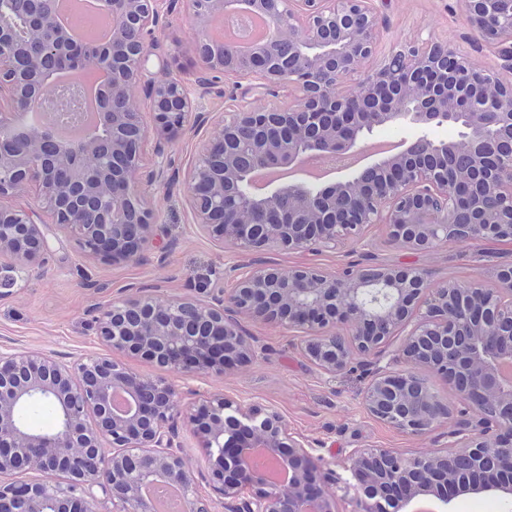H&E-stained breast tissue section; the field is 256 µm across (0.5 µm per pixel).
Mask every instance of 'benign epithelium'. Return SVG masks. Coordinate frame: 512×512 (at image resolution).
Here are the masks:
<instances>
[{"mask_svg": "<svg viewBox=\"0 0 512 512\" xmlns=\"http://www.w3.org/2000/svg\"><path fill=\"white\" fill-rule=\"evenodd\" d=\"M239 0H190L198 31L197 60L208 75L263 89L274 108L247 102L214 122L185 182L197 228L252 253L279 249H336L358 240L370 224H383L388 240L427 252L453 241L512 239V141L499 130L512 127V77L477 67L469 54L443 39L393 48L377 60L383 22L370 0H250L272 21L267 41L248 54L211 46L210 16ZM477 39L497 50L512 70V0H459ZM116 22L112 45H122V66L112 68V98L125 110L100 113L112 128L108 154L98 141L60 142L46 128L29 127L23 153L0 149V200L30 181L38 185L40 209L0 203V252L29 267L51 250L47 225L70 232L89 255L113 260L141 256L156 239V210L143 185L173 183L166 148L191 129L192 104L185 84L172 78L142 83L150 40L162 26L159 0H105ZM19 18L16 0H0V29ZM54 36L51 53L70 36L55 12L41 17ZM19 52L0 40V140L11 135L7 118L33 110L42 92L21 90ZM153 114L152 128L142 107ZM138 121L139 148L125 143L124 124ZM445 123L462 127L454 140H436L426 130ZM416 125L424 134L403 149L345 178L318 187L269 183L252 190L259 168L290 166L305 155L336 157L354 152L386 125ZM259 132L255 151L241 155L237 132ZM153 138L155 167L140 180L143 146ZM72 161L75 181L123 160L121 187L101 192L94 206L80 203L54 182L42 150ZM463 152L468 167L448 175L437 159ZM251 198L265 215L264 230L229 189ZM292 204L280 208L283 196ZM224 278L233 288L222 297L160 300L152 295L112 299L99 307L96 335L110 354L66 361L0 346V512H154L142 487L163 480L183 488L189 512H214L213 500L195 491L174 426L178 390L164 378L146 377L114 355L141 359L186 377L222 375L247 366L264 351L249 322L275 323L301 333L300 350L324 374L334 376L355 356L371 359L363 394L367 412L410 434L425 435L452 411L416 368L425 366L448 382L468 373L472 382L459 400L479 419L452 433L453 441L429 455L406 457L389 448H355L347 468L357 481L361 512L402 510L418 496L460 487L471 494L512 499V266L497 286L468 283L464 302L456 289L440 287L420 267L374 264L340 273L315 265L287 270L267 263L232 265ZM403 337L396 351L387 350ZM128 408L113 409L115 394ZM53 401L60 415L50 434L20 421L23 406ZM187 423L205 449V470L224 512H339L309 444L292 435L276 410L245 404L224 394L201 400ZM471 449L472 473L460 476L456 450ZM263 452L288 471L281 482L253 456ZM20 459L30 480L20 478Z\"/></svg>", "mask_w": 512, "mask_h": 512, "instance_id": "7a95c632", "label": "benign epithelium"}]
</instances>
